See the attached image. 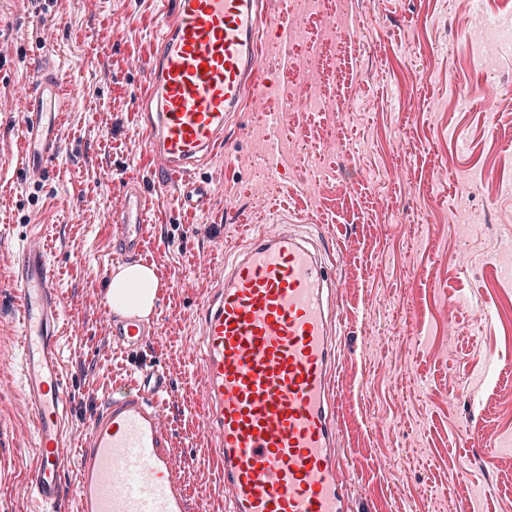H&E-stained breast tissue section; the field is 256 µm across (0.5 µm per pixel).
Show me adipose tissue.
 <instances>
[{
	"label": "adipose tissue",
	"mask_w": 512,
	"mask_h": 512,
	"mask_svg": "<svg viewBox=\"0 0 512 512\" xmlns=\"http://www.w3.org/2000/svg\"><path fill=\"white\" fill-rule=\"evenodd\" d=\"M160 286L154 268L125 264L112 270L106 299L116 313L145 319L155 308Z\"/></svg>",
	"instance_id": "obj_1"
}]
</instances>
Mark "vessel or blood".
<instances>
[{
    "instance_id": "b4317fda",
    "label": "vessel or blood",
    "mask_w": 512,
    "mask_h": 512,
    "mask_svg": "<svg viewBox=\"0 0 512 512\" xmlns=\"http://www.w3.org/2000/svg\"><path fill=\"white\" fill-rule=\"evenodd\" d=\"M161 25L138 99L148 112V149L159 188L186 210L212 194L197 178L224 138L243 94L261 106L267 93L257 46L259 0H160ZM68 91L57 73L35 80L21 118L19 172L39 183L59 155ZM272 112L267 148L278 169ZM123 258L146 234L142 190H123L113 214ZM21 330V389L33 412L37 454L27 486L35 503L73 500L74 512H194L171 452L161 403L167 374L140 364L131 385L113 391L80 445L74 486L63 474L68 386L59 356L60 296L42 238L29 232L13 260ZM338 284L309 239L270 224L225 271L202 314L205 425L217 442L219 489L228 512H351V477L336 449L331 375L339 352L332 324ZM114 348L140 354L148 331L135 319H109Z\"/></svg>"
}]
</instances>
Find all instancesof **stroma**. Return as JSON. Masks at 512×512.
Wrapping results in <instances>:
<instances>
[{
  "label": "stroma",
  "instance_id": "35a3bbf8",
  "mask_svg": "<svg viewBox=\"0 0 512 512\" xmlns=\"http://www.w3.org/2000/svg\"><path fill=\"white\" fill-rule=\"evenodd\" d=\"M262 0V109L233 113L224 147L201 167L206 206L161 193L135 99L158 32V0H0V512L42 507L26 489L34 422L20 385L14 253L39 231L62 306L60 355L78 443L133 364L114 351L105 295L117 261L110 221L122 186L147 199L137 257L162 283L144 350L165 370L164 410L188 494L224 512L211 458L199 309L224 266L262 225L322 239L339 281L337 447L353 512H512V54L494 71L480 20L512 0ZM299 26L293 54L267 27ZM74 89L49 175L23 184L21 114L39 71ZM471 103L461 106L460 91ZM271 178L268 113L290 98ZM337 110L320 109V102Z\"/></svg>",
  "mask_w": 512,
  "mask_h": 512
}]
</instances>
